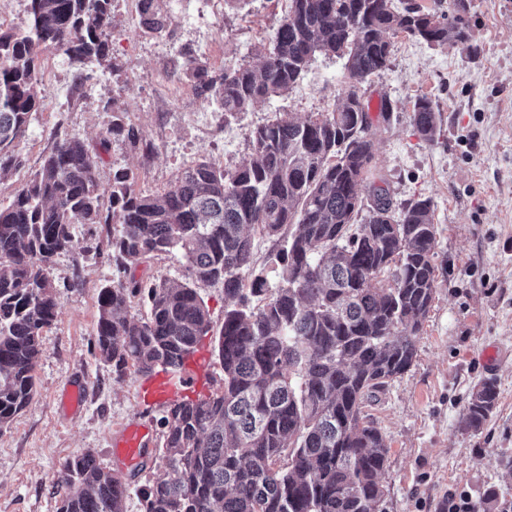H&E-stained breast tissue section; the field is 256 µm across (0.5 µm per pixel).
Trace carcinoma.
Wrapping results in <instances>:
<instances>
[{
  "instance_id": "1",
  "label": "carcinoma",
  "mask_w": 512,
  "mask_h": 512,
  "mask_svg": "<svg viewBox=\"0 0 512 512\" xmlns=\"http://www.w3.org/2000/svg\"><path fill=\"white\" fill-rule=\"evenodd\" d=\"M463 0L448 10L392 0H290L260 65L219 73L188 61L194 88L224 117L279 96L318 53L346 57L345 96L305 120L287 113L259 126L250 159L234 170L186 167L160 195L133 189L126 172L102 187L82 141L56 143L40 169L0 207V430L34 395V361L57 316L49 266L79 255L71 224L121 225L109 246L123 270L179 252L185 282L131 278L101 289L95 346L119 374L173 371L211 331L199 285H224V325L212 354L221 389L172 404L160 419L168 472L141 489L143 512H381L389 448L365 408L412 367L439 288L433 204L399 206L375 177L372 122L359 84L387 68L392 38L431 46L465 39ZM28 23L0 31V174L40 100L37 60L61 50L83 62L108 56L111 0H28ZM420 135L438 115L414 104ZM279 244L271 286L251 232ZM140 296L145 314L131 315ZM487 381L462 419L478 433L497 405ZM56 512H123L129 483L90 453L61 465Z\"/></svg>"
}]
</instances>
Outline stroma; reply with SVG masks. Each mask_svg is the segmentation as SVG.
<instances>
[{"mask_svg": "<svg viewBox=\"0 0 512 512\" xmlns=\"http://www.w3.org/2000/svg\"><path fill=\"white\" fill-rule=\"evenodd\" d=\"M467 37L439 48L394 39L387 69L362 86L379 176L396 203L431 199L441 283L418 338L411 369L377 393L366 412L381 429L389 461L381 481L384 512H441L451 492H468L475 512L512 504V0H465ZM161 31L144 23L139 0H112L110 57L81 64L50 48L38 61L40 108L17 152L18 166L0 178V205L9 203L40 168L56 141L81 139L102 186L128 172L135 190L167 189L187 166L207 158L224 169L245 163L254 129L286 112L298 119L333 110L344 61L316 55L285 95L225 119L198 97L186 56L212 70L258 63L288 0H162ZM393 110L377 119L382 98ZM429 99L439 115L435 142L422 139L413 105ZM134 128L140 142L112 135L113 120ZM116 224H73L81 256L55 255L51 277L57 317L36 358L37 393L0 430V512H55L63 461L93 453L119 472L113 436L143 417L160 442L162 407L141 411L135 368L116 375L98 356L94 330L98 294L128 275L147 283L183 278L174 252L119 270L109 242ZM498 352L496 365L482 356ZM494 380L497 407L481 432L460 422L473 388ZM83 385L84 404L65 402ZM496 490L486 500L487 490Z\"/></svg>", "mask_w": 512, "mask_h": 512, "instance_id": "stroma-1", "label": "stroma"}]
</instances>
